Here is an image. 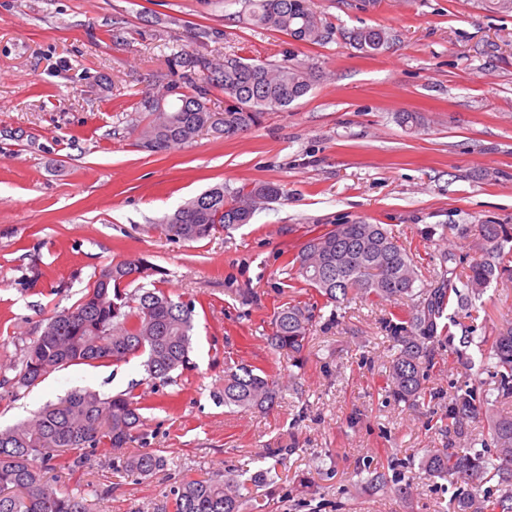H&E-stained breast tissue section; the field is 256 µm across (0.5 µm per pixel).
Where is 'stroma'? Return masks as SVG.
<instances>
[{
    "mask_svg": "<svg viewBox=\"0 0 512 512\" xmlns=\"http://www.w3.org/2000/svg\"><path fill=\"white\" fill-rule=\"evenodd\" d=\"M332 41L301 45L229 20L224 0H0V426L30 418L75 388L133 396L148 447L174 476L242 479L247 512H448L465 483L430 476L429 449L450 439L444 407L464 382L496 385L477 345L439 356L417 406L382 392L389 313L406 300L350 295L338 310L285 263L312 233L364 221L383 225L429 284L446 251L470 261L469 227L512 236V12L493 0H316ZM383 27L367 55L348 32ZM213 59L302 64L312 88L288 109L224 140L203 135L162 154L138 145L136 107L182 74L180 51ZM413 112L415 129L399 118ZM283 196L250 224L185 243L166 216L209 187L259 182ZM445 225L429 236L428 227ZM143 259L147 284L193 303L191 365L152 386L140 358L71 365L12 397L23 348L54 312L72 307L95 273ZM314 311L303 367L266 342L283 305ZM465 324L483 336L512 317V278L474 300ZM275 375L282 397L265 413L225 407L224 370ZM288 449L280 463L266 453ZM130 448H98L86 467L54 463L46 481L96 512H149L168 488L113 464ZM398 468L408 493L372 488L370 468Z\"/></svg>",
    "mask_w": 512,
    "mask_h": 512,
    "instance_id": "35a3bbf8",
    "label": "stroma"
}]
</instances>
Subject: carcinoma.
Wrapping results in <instances>:
<instances>
[{"label":"carcinoma","instance_id":"carcinoma-1","mask_svg":"<svg viewBox=\"0 0 512 512\" xmlns=\"http://www.w3.org/2000/svg\"><path fill=\"white\" fill-rule=\"evenodd\" d=\"M241 9L232 17L247 25L283 33L303 44H323L333 28L323 20L315 0H226ZM384 28L367 27L348 33L355 49L370 54L388 44ZM191 73L165 86V91L141 98L140 111L151 120L141 128L140 147L152 154L194 141L200 134L231 139L259 127L269 112L282 110L305 96L312 76L303 66L284 62L255 63L241 57L222 61L204 55L184 58ZM224 92V111L207 104L210 90ZM282 188L259 182L235 191L215 185L166 218L172 240L196 242L220 230L250 223L260 206L277 199ZM482 240V254L463 267L454 253L434 269L428 287L416 289L419 274L398 241L380 224H335L309 237L292 259L296 275L325 300L338 305L357 291L378 299L411 301L407 315L385 321L398 345L383 388L397 401L416 403L426 397L424 373L435 364V344L448 338V353L458 352L450 326L459 310L482 296L492 282L512 275L507 240L501 224H470ZM146 266L125 259L101 268L85 293L69 309L49 318L40 336L25 351L13 389H29L57 369L79 364H118L144 356L149 380L173 381L189 365L195 306L174 300L160 288L139 282ZM133 291H128V288ZM312 311L286 306L274 315L268 345L288 353L303 365ZM459 343L472 344L471 328L461 325ZM481 361L498 378L494 390L476 384L458 387L448 398V429L465 441L463 448H438L428 455L432 476H463L475 487L495 482V492L477 499L469 492L455 498L452 512H512V412L486 416L494 448L472 437V423L490 405L512 398V322L483 336ZM280 395L277 379L242 366L224 372V406L264 411ZM143 407L124 394L103 398L90 389H74L33 417L0 429V512H93L80 495L56 490L44 481L43 469L59 461L72 469L87 462L95 448H125L146 440ZM167 459L146 450L121 460L119 468L137 480L166 470ZM245 484L232 474L222 478H183L154 505L152 512H244Z\"/></svg>","mask_w":512,"mask_h":512}]
</instances>
